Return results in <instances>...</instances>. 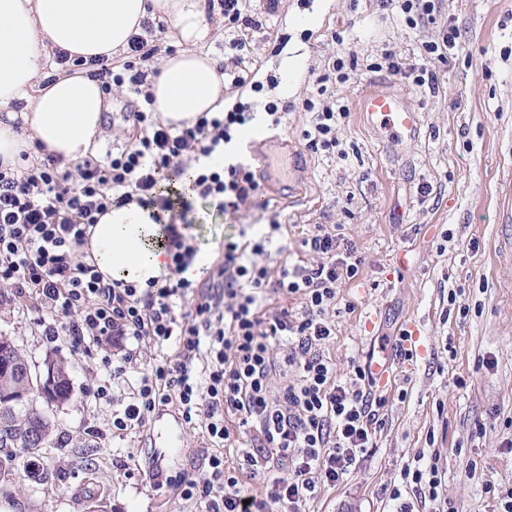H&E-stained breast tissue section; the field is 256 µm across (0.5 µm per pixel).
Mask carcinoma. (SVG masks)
Segmentation results:
<instances>
[{"mask_svg":"<svg viewBox=\"0 0 512 512\" xmlns=\"http://www.w3.org/2000/svg\"><path fill=\"white\" fill-rule=\"evenodd\" d=\"M23 360L25 356L15 345L8 344L6 339L0 340V363L4 364V371L0 373V390L25 392V396L18 400L7 404L0 402V414L4 415V427L0 428V435H5L10 440L9 446L0 449V476L12 473L18 454L26 455L29 467L32 466V460L38 457L39 449L30 440L32 426L43 428V446L48 443L53 430L47 412L33 406V402L40 399V395L37 389L26 388L25 374L21 373ZM58 367L61 377L46 391V405L64 400L69 395L67 367L62 361L58 362Z\"/></svg>","mask_w":512,"mask_h":512,"instance_id":"1","label":"carcinoma"}]
</instances>
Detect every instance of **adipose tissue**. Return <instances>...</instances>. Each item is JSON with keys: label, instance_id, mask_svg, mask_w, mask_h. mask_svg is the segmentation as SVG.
I'll return each mask as SVG.
<instances>
[{"label": "adipose tissue", "instance_id": "obj_1", "mask_svg": "<svg viewBox=\"0 0 512 512\" xmlns=\"http://www.w3.org/2000/svg\"><path fill=\"white\" fill-rule=\"evenodd\" d=\"M161 16L172 22L177 49L148 77L153 111L174 125L219 111L224 76L205 50L214 28L204 0H0V106H22L0 120V161L17 165L22 153L38 145L67 163L95 154L108 102L86 61L126 53L144 21ZM59 49L81 59V66L41 84L52 51ZM87 250L108 281L143 288L169 273L153 211L134 202L110 206L100 216Z\"/></svg>", "mask_w": 512, "mask_h": 512}]
</instances>
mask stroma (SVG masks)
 Here are the masks:
<instances>
[{
  "instance_id": "stroma-1",
  "label": "stroma",
  "mask_w": 512,
  "mask_h": 512,
  "mask_svg": "<svg viewBox=\"0 0 512 512\" xmlns=\"http://www.w3.org/2000/svg\"><path fill=\"white\" fill-rule=\"evenodd\" d=\"M265 0H249V15L263 23L250 32L236 99L286 105L280 126L266 128L246 154L261 174L262 197L232 215L191 229L202 252L218 258L225 236L265 224H284L280 260H303L300 241L314 224L343 225L366 258L358 277L340 288L332 320L336 335L323 353L345 378L350 360L387 365L386 424L374 448L345 480L317 487L306 512H433L405 467L437 466L442 512H500L512 492V223H500L512 183V0H446L444 11L460 32L459 47L434 63L438 87L376 69L383 50L419 57L437 25L408 28L377 0H330L308 27L295 29L300 0H282L267 16ZM354 56L349 82L329 84L350 112L338 134V154L308 152L305 100L317 99L320 75L337 56ZM401 95L419 112L414 139H389L374 130L362 108L372 91ZM99 150L128 142L123 119L138 103L112 89ZM431 193H424V186ZM296 203H289V196ZM416 329L421 352L399 356L383 337ZM0 337L29 361L51 355L70 365L72 394L49 416L54 432L39 463L42 480L23 465L0 477V512H88L84 489L96 484L103 512H187L169 478L197 473L201 435L175 425L171 407L130 433L97 437L111 407L84 393L93 360L66 343L48 346L30 313L0 288ZM400 489L392 499V489Z\"/></svg>"
}]
</instances>
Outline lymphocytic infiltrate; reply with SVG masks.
<instances>
[{
	"mask_svg": "<svg viewBox=\"0 0 512 512\" xmlns=\"http://www.w3.org/2000/svg\"><path fill=\"white\" fill-rule=\"evenodd\" d=\"M218 4L235 51L224 73L230 87L240 89L247 83L239 70L245 32L262 23L244 13L243 0ZM458 38L455 27L441 26L438 38L423 45L420 63L388 51L385 67L411 76L416 86L435 87L432 65L453 54ZM95 64L96 76L142 97V105L124 115L136 136L119 151L68 170L51 153L13 170L0 168V285L35 315L47 342L95 351L88 394L112 406L108 432L140 428L164 406L199 431L206 441L202 470L173 481L186 505L201 512H302L317 485L343 482L384 424L386 401L369 368L351 364L345 380H338L335 362L322 351L336 330L329 311L337 290L358 276L365 258L351 239L317 224L301 240L316 263L270 267L283 229L273 221L259 238L225 239L223 261L206 268L200 280L186 278L198 254L191 228L199 213L216 218L237 212L260 191L261 176L249 161L225 158L255 114L237 101L215 115L167 125L143 91L146 72L129 61L114 71L102 56ZM303 107L311 114L306 148L333 153L346 105L308 100ZM173 167L193 169L189 190H159ZM133 200L155 210L171 260L170 275L144 288L105 281L84 250L99 216ZM291 297L299 308L286 306ZM170 342L176 351L168 355L163 347ZM276 345L299 371L298 382L278 396L271 385ZM153 350L160 360L144 364ZM130 372L137 379L128 384ZM233 415L252 428L242 458L261 478L263 497L248 496L225 464L224 450L236 440L226 422Z\"/></svg>",
	"mask_w": 512,
	"mask_h": 512,
	"instance_id": "f902f5d3",
	"label": "lymphocytic infiltrate"
}]
</instances>
